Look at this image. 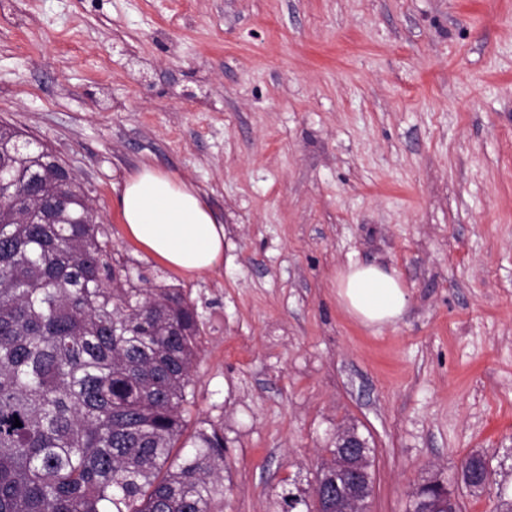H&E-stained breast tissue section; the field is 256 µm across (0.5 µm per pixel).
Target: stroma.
<instances>
[{
	"instance_id": "1",
	"label": "stroma",
	"mask_w": 512,
	"mask_h": 512,
	"mask_svg": "<svg viewBox=\"0 0 512 512\" xmlns=\"http://www.w3.org/2000/svg\"><path fill=\"white\" fill-rule=\"evenodd\" d=\"M47 145L117 260L204 325L190 428L224 434L218 512L312 491L341 426L374 448L367 512L441 475L494 512L512 472V0H0V122ZM224 220L188 280L123 235L142 164ZM407 288L376 331L336 301L349 264ZM490 461L471 491L462 465Z\"/></svg>"
}]
</instances>
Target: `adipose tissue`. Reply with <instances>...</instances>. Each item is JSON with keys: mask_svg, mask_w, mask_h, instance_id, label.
<instances>
[{"mask_svg": "<svg viewBox=\"0 0 512 512\" xmlns=\"http://www.w3.org/2000/svg\"><path fill=\"white\" fill-rule=\"evenodd\" d=\"M118 208L125 236L171 270L194 278L224 259V224L189 181L145 164L124 183ZM340 306L368 328L396 324L409 293L381 264H351L336 277Z\"/></svg>", "mask_w": 512, "mask_h": 512, "instance_id": "1", "label": "adipose tissue"}]
</instances>
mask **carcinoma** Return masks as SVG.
<instances>
[{
    "label": "carcinoma",
    "instance_id": "cac0c4a2",
    "mask_svg": "<svg viewBox=\"0 0 512 512\" xmlns=\"http://www.w3.org/2000/svg\"><path fill=\"white\" fill-rule=\"evenodd\" d=\"M0 124V512H214L224 437L194 406L202 337L180 288H141L75 178ZM20 421L21 426L13 423ZM484 455L464 470L489 481ZM444 512L417 488L408 512ZM315 512L298 491L282 512Z\"/></svg>",
    "mask_w": 512,
    "mask_h": 512
}]
</instances>
